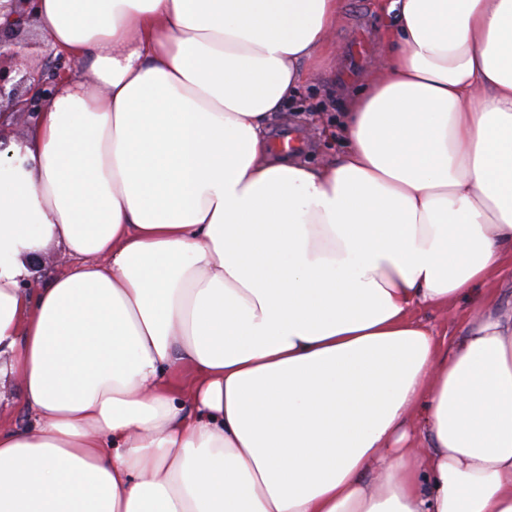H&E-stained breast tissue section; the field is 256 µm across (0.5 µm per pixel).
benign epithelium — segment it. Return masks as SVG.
Here are the masks:
<instances>
[{
    "label": "benign epithelium",
    "instance_id": "7a95c632",
    "mask_svg": "<svg viewBox=\"0 0 512 512\" xmlns=\"http://www.w3.org/2000/svg\"><path fill=\"white\" fill-rule=\"evenodd\" d=\"M5 8L6 22L0 23V103H6V108H0V113L13 112L16 118L24 119L42 107L52 83L67 74L68 69L58 67L51 74L33 69L19 79L12 76L14 63L27 47L19 36L32 25L34 0H7V4H0V12Z\"/></svg>",
    "mask_w": 512,
    "mask_h": 512
}]
</instances>
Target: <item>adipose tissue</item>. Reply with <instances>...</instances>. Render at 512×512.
<instances>
[{"label":"adipose tissue","instance_id":"ef3b65f1","mask_svg":"<svg viewBox=\"0 0 512 512\" xmlns=\"http://www.w3.org/2000/svg\"><path fill=\"white\" fill-rule=\"evenodd\" d=\"M341 6L38 0L81 72L0 140V512H512V316H414L512 263V0H388L337 160L269 158ZM65 262L66 260L59 248L52 247L43 252L34 266L33 275L30 278L31 288L40 286L51 274L63 268ZM474 306L466 300H459L449 303L448 307L420 310L416 316L439 340L448 342L450 348L466 336Z\"/></svg>","mask_w":512,"mask_h":512}]
</instances>
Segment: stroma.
<instances>
[{
  "instance_id": "35a3bbf8",
  "label": "stroma",
  "mask_w": 512,
  "mask_h": 512,
  "mask_svg": "<svg viewBox=\"0 0 512 512\" xmlns=\"http://www.w3.org/2000/svg\"><path fill=\"white\" fill-rule=\"evenodd\" d=\"M384 2L343 0V10L330 35L332 55L298 88L272 126L271 137L287 133L300 141L298 158L309 165L323 166L337 156L340 143L335 128L346 96L370 80L381 57L380 49H373L362 65L353 69L349 66L347 46L360 27L369 30L373 38L381 37L387 22ZM472 315L473 306L465 300L417 313L438 339L451 345L466 336Z\"/></svg>"
}]
</instances>
